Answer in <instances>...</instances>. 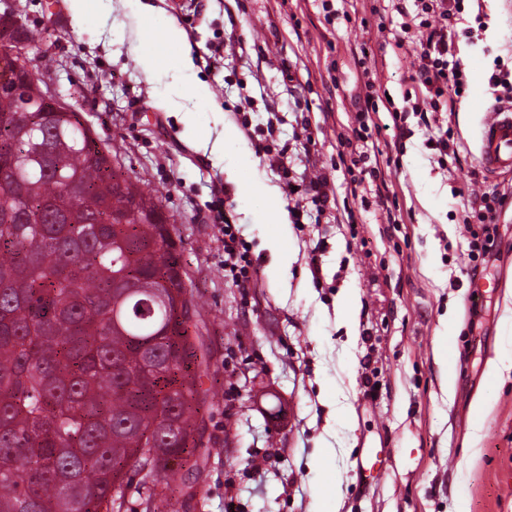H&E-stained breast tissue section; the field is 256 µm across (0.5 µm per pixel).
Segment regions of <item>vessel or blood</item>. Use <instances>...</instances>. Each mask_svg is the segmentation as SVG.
<instances>
[{"instance_id": "1", "label": "vessel or blood", "mask_w": 512, "mask_h": 512, "mask_svg": "<svg viewBox=\"0 0 512 512\" xmlns=\"http://www.w3.org/2000/svg\"><path fill=\"white\" fill-rule=\"evenodd\" d=\"M479 159L487 173L512 170V102L486 110L480 128Z\"/></svg>"}]
</instances>
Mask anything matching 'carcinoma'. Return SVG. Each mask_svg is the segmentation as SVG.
Listing matches in <instances>:
<instances>
[{"instance_id": "obj_1", "label": "carcinoma", "mask_w": 512, "mask_h": 512, "mask_svg": "<svg viewBox=\"0 0 512 512\" xmlns=\"http://www.w3.org/2000/svg\"><path fill=\"white\" fill-rule=\"evenodd\" d=\"M0 141V512H102L149 456L169 482L196 431L192 298L166 225L113 223L158 199L76 113L0 94Z\"/></svg>"}]
</instances>
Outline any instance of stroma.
<instances>
[{"instance_id":"stroma-1","label":"stroma","mask_w":512,"mask_h":512,"mask_svg":"<svg viewBox=\"0 0 512 512\" xmlns=\"http://www.w3.org/2000/svg\"><path fill=\"white\" fill-rule=\"evenodd\" d=\"M19 2L45 34L40 55L57 62L49 82L61 101L111 143L119 173L157 194L194 300L207 392L197 449L170 486L129 470L120 512H512V372L490 371L512 357V174L484 172L471 106L495 105L492 74L512 82V0H466L452 17L448 60L465 92L428 123L404 109L420 94L404 31L419 0H149L144 16L130 0H90L80 20L69 0ZM171 26L183 45L166 43ZM248 96L261 127L276 104L269 144L293 176L327 175L349 222H291L279 171L236 122ZM364 107L381 178L355 186L338 140ZM394 108L406 128L396 147L384 129ZM441 130L440 164L428 140ZM214 182L230 191L229 220L259 270L253 287L224 275L208 220ZM482 195L500 203L486 228L492 254L477 264L484 228L465 218ZM475 265L493 283L479 298Z\"/></svg>"}]
</instances>
